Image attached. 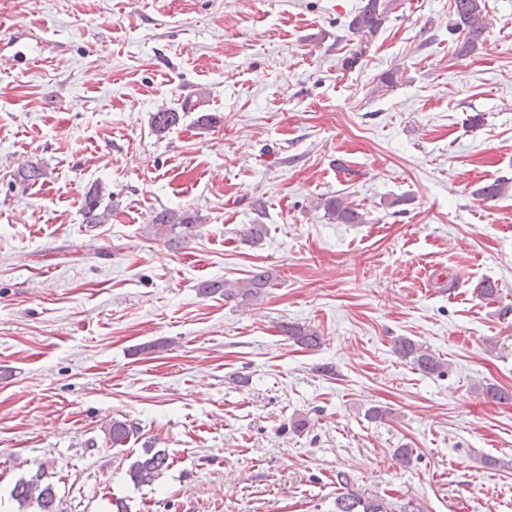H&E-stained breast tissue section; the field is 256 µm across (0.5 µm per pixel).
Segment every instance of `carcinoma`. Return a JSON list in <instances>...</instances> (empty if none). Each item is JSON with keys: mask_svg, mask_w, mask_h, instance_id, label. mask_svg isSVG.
Returning <instances> with one entry per match:
<instances>
[{"mask_svg": "<svg viewBox=\"0 0 512 512\" xmlns=\"http://www.w3.org/2000/svg\"><path fill=\"white\" fill-rule=\"evenodd\" d=\"M398 8L397 0H364V4L348 22V30L356 43L344 58V66L352 68L365 57L371 43L388 22L390 14ZM486 0H453V18L448 21V33L455 36L454 53L458 57L475 52L486 41L485 23ZM180 112L173 108L161 109L151 116V126L158 135L169 132L179 124ZM508 182L495 179L474 190V195L482 201H492L502 196ZM102 189H90L83 200V210L87 223L104 224L112 215L109 204H103ZM327 216L338 224H364L365 214L360 212L343 196H330L323 200ZM199 217L188 212L161 210L152 223L165 234H175L176 229L188 230L198 223ZM275 276L269 269H256L242 282H210L201 286L203 295L219 293L227 302L257 301L266 290L274 285ZM285 334L294 343L313 349L320 345L321 336L305 324L291 323L283 326ZM394 353L402 360L410 361L426 374L442 375L448 367L430 348L411 338L401 337L394 342ZM135 431V426L127 420L113 419L106 430V440L114 448L125 445ZM171 466L170 455L164 449L148 447L139 454L128 467L129 480L136 487L151 486L160 480ZM336 483L346 492L336 497V512H422L420 505L409 500L398 507L385 497L360 493L351 489V479L344 472L336 473ZM18 512H64L61 498L51 481L48 467L41 465L27 477L18 479L11 491Z\"/></svg>", "mask_w": 512, "mask_h": 512, "instance_id": "cac0c4a2", "label": "carcinoma"}]
</instances>
